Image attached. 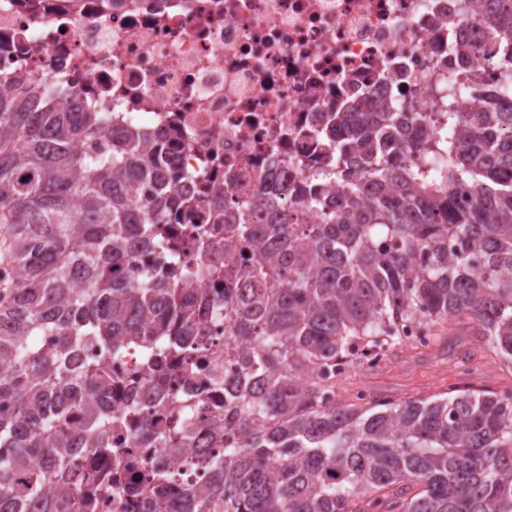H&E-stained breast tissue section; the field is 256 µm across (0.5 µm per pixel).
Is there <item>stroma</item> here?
I'll use <instances>...</instances> for the list:
<instances>
[{
    "mask_svg": "<svg viewBox=\"0 0 512 512\" xmlns=\"http://www.w3.org/2000/svg\"><path fill=\"white\" fill-rule=\"evenodd\" d=\"M456 320L440 328L441 340L426 349L400 345L388 352L384 364L372 369L363 364L336 384V399L352 403L360 391L370 397L401 403L411 399H441L467 384L512 391V370L494 352L471 353Z\"/></svg>",
    "mask_w": 512,
    "mask_h": 512,
    "instance_id": "obj_1",
    "label": "stroma"
}]
</instances>
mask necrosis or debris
<instances>
[{"label": "necrosis or debris", "instance_id": "necrosis-or-debris-1", "mask_svg": "<svg viewBox=\"0 0 512 512\" xmlns=\"http://www.w3.org/2000/svg\"><path fill=\"white\" fill-rule=\"evenodd\" d=\"M477 14V0H0V83L29 73L70 111L95 106L113 125L170 135L178 193L238 209L327 173L336 150L317 117L348 99L362 112L387 101L430 116L452 99L470 108L501 55L471 24ZM471 44L482 61L458 67ZM191 347L207 369L168 360L165 405L146 390L139 351L114 360V417L136 407L199 437L224 403L214 377H236L240 363L224 353L220 318ZM112 445L85 451V467L139 476L163 457L182 482L204 481L192 456L167 455L136 430L113 426Z\"/></svg>", "mask_w": 512, "mask_h": 512}]
</instances>
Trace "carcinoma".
I'll return each mask as SVG.
<instances>
[{"label": "carcinoma", "mask_w": 512, "mask_h": 512, "mask_svg": "<svg viewBox=\"0 0 512 512\" xmlns=\"http://www.w3.org/2000/svg\"><path fill=\"white\" fill-rule=\"evenodd\" d=\"M479 2L505 48L493 93L468 112L448 106L429 142L411 135L426 116L401 105L325 116L341 192L301 188L311 215L274 197L202 207L175 192L165 136L67 112L25 73L0 89V244L19 272L0 276V512H93L97 496L136 494L82 463L88 448L112 451V357L137 346L157 366L166 339L206 336L221 314L224 354L243 372L224 381L232 396L193 449L205 485L172 494L161 458L144 512H512V395L339 404L335 393L407 328L436 342L459 317L512 364V108L497 104L512 98V0ZM143 180L154 191L138 206ZM213 218L236 258L193 288L178 259ZM140 246L171 264L128 284ZM85 344L103 353L88 368ZM73 410L79 429L67 427ZM138 431L170 454L187 447L181 428Z\"/></svg>", "instance_id": "1"}]
</instances>
